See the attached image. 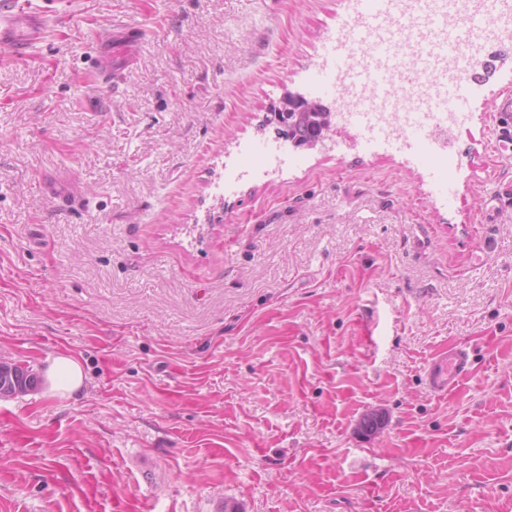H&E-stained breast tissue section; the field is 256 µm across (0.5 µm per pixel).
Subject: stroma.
I'll return each instance as SVG.
<instances>
[{
	"instance_id": "stroma-1",
	"label": "stroma",
	"mask_w": 512,
	"mask_h": 512,
	"mask_svg": "<svg viewBox=\"0 0 512 512\" xmlns=\"http://www.w3.org/2000/svg\"><path fill=\"white\" fill-rule=\"evenodd\" d=\"M29 4L42 41L0 46V361L85 382L0 399V512H512V42L466 75L445 189L266 122L288 91L340 107L314 77L351 0ZM116 24L149 42L111 85ZM454 344L475 372L432 395ZM494 120L496 126L508 131L499 137L500 146L503 150H511L512 147V95H506L498 104ZM512 151V150H511ZM510 151V152H511ZM50 390L53 395L71 398L82 387L84 376L79 363L66 355L50 359L47 369Z\"/></svg>"
}]
</instances>
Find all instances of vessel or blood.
<instances>
[{"instance_id":"obj_1","label":"vessel or blood","mask_w":512,"mask_h":512,"mask_svg":"<svg viewBox=\"0 0 512 512\" xmlns=\"http://www.w3.org/2000/svg\"><path fill=\"white\" fill-rule=\"evenodd\" d=\"M398 0H354L353 16L348 37L328 41L325 53L331 66L322 73L320 81L323 91H331L342 80L359 83L373 79L389 85L407 88L416 80V74L404 72L392 74L393 63L384 43L371 47L370 61L362 67L350 64L349 58L357 43L368 40L372 33L382 31L385 17L393 15ZM486 19L479 16L471 19L462 29L449 26L447 16L435 17V26L443 28L445 39L435 45L438 53L455 52L458 44L484 29ZM46 27L42 13L33 11L27 0H11L0 8V45L12 48L16 53H27L39 43ZM146 45L145 33L137 26L119 25L104 32L98 41L95 67L102 80L118 79L125 70L136 63ZM494 120L503 133L499 138L502 149L512 148V95H506L498 104ZM473 373L470 352L464 346H451L439 351L425 369V381L430 393L443 395L456 389Z\"/></svg>"}]
</instances>
